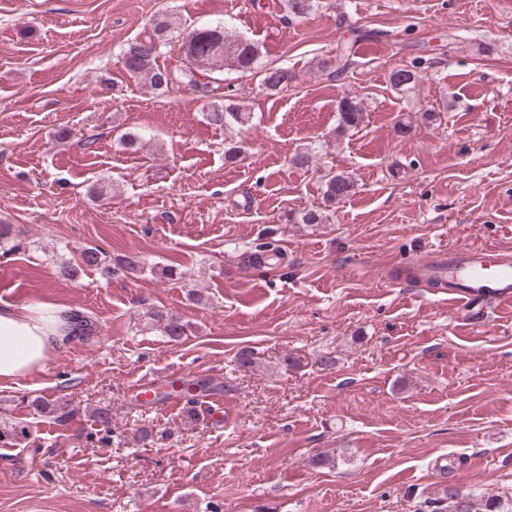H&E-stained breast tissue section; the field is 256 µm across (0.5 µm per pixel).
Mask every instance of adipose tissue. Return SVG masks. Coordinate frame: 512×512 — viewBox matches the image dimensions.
<instances>
[{"mask_svg":"<svg viewBox=\"0 0 512 512\" xmlns=\"http://www.w3.org/2000/svg\"><path fill=\"white\" fill-rule=\"evenodd\" d=\"M79 334L73 310L55 303L0 306V379L26 376Z\"/></svg>","mask_w":512,"mask_h":512,"instance_id":"ef3b65f1","label":"adipose tissue"}]
</instances>
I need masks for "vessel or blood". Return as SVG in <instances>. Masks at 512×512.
Masks as SVG:
<instances>
[{
	"instance_id": "vessel-or-blood-1",
	"label": "vessel or blood",
	"mask_w": 512,
	"mask_h": 512,
	"mask_svg": "<svg viewBox=\"0 0 512 512\" xmlns=\"http://www.w3.org/2000/svg\"><path fill=\"white\" fill-rule=\"evenodd\" d=\"M404 274L391 278L394 286H438L448 291V303L470 324L493 317L501 307L512 308L511 246H437L423 256L402 258ZM144 408L176 411L187 408L186 396L178 392L159 395L155 380L140 379L130 387Z\"/></svg>"
}]
</instances>
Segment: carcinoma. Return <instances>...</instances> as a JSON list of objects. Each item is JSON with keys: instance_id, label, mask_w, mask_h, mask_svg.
Listing matches in <instances>:
<instances>
[{"instance_id": "carcinoma-1", "label": "carcinoma", "mask_w": 512, "mask_h": 512, "mask_svg": "<svg viewBox=\"0 0 512 512\" xmlns=\"http://www.w3.org/2000/svg\"><path fill=\"white\" fill-rule=\"evenodd\" d=\"M289 16L303 18L314 11L319 0H285ZM171 33V23L166 18L152 20V35L144 39H132L125 43L122 50L124 70L130 77L143 86L155 91L166 92L174 80L172 72L158 64L161 47ZM183 47L185 57L192 67L209 72L222 73L226 70L241 74L251 73L257 66L260 48L253 41L233 34L220 24H211L195 28L188 32ZM421 62L395 67L390 71L391 87L399 92L414 90L421 80ZM295 75L290 70L270 65L262 70L260 86L269 95H278L288 91ZM201 97L210 99L205 117L209 124L228 127L233 124L243 126L248 123L250 113L241 106L232 91H220L208 83H193ZM336 110L340 116L337 134L341 135L359 124L362 118L361 102L346 94L337 101ZM355 189V180L344 172L332 171L325 175L323 196L327 203L334 205L346 198ZM20 248L17 239L11 236V225L0 224V253L7 255ZM283 255L280 241L265 239L255 245L248 255L252 265L265 267L272 265L275 257ZM145 261L138 255L110 258L96 247H87L80 252V263H63L61 274L69 279L77 278L87 269L98 270L105 275L117 271L134 274L140 272ZM153 327L159 330L170 342H177L185 335L186 325L175 314L161 309L146 312ZM27 436V427L19 422L0 427V443L16 446ZM442 503L440 512H503L499 498L486 492H464L450 484L438 498Z\"/></svg>"}]
</instances>
